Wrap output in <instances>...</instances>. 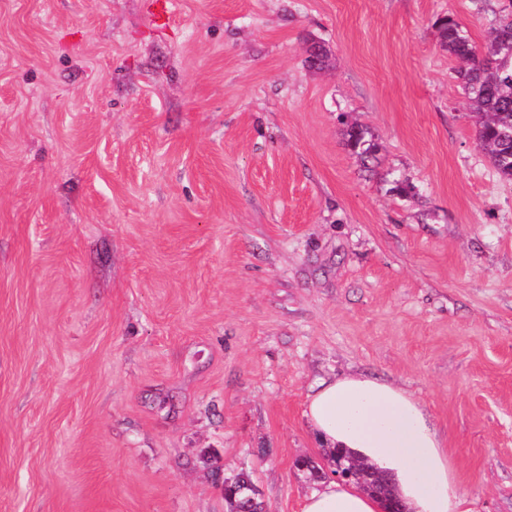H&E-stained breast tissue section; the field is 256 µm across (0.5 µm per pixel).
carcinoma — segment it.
I'll list each match as a JSON object with an SVG mask.
<instances>
[{
  "instance_id": "cac0c4a2",
  "label": "carcinoma",
  "mask_w": 512,
  "mask_h": 512,
  "mask_svg": "<svg viewBox=\"0 0 512 512\" xmlns=\"http://www.w3.org/2000/svg\"><path fill=\"white\" fill-rule=\"evenodd\" d=\"M442 45L464 82L475 134L496 173L512 179V20H502L484 44L475 43L464 25L448 17L437 22ZM347 145L370 155L375 144L367 131L352 127Z\"/></svg>"
}]
</instances>
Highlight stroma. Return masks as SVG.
Here are the masks:
<instances>
[{
    "label": "stroma",
    "mask_w": 512,
    "mask_h": 512,
    "mask_svg": "<svg viewBox=\"0 0 512 512\" xmlns=\"http://www.w3.org/2000/svg\"><path fill=\"white\" fill-rule=\"evenodd\" d=\"M148 3L0 0V512H301L360 372L512 512V181L436 27L512 0Z\"/></svg>",
    "instance_id": "35a3bbf8"
}]
</instances>
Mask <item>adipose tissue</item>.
Returning <instances> with one entry per match:
<instances>
[{"mask_svg": "<svg viewBox=\"0 0 512 512\" xmlns=\"http://www.w3.org/2000/svg\"><path fill=\"white\" fill-rule=\"evenodd\" d=\"M305 415L329 447L349 449L388 473L410 512H464L446 443L408 391L367 375L323 380L314 386ZM302 512L383 508L354 484L332 479L305 498Z\"/></svg>", "mask_w": 512, "mask_h": 512, "instance_id": "adipose-tissue-1", "label": "adipose tissue"}]
</instances>
